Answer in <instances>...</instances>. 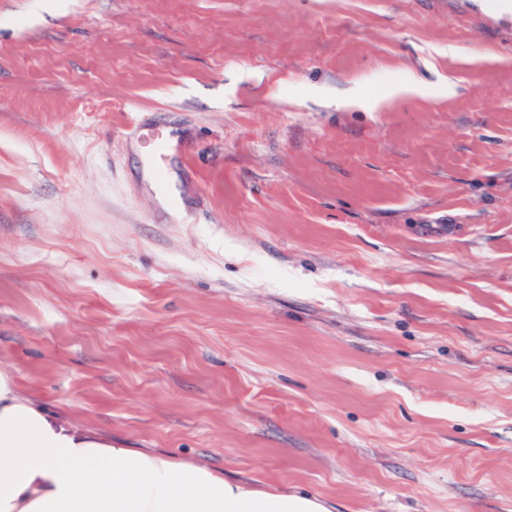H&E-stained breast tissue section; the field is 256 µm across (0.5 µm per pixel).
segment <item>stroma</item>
<instances>
[{"mask_svg":"<svg viewBox=\"0 0 512 512\" xmlns=\"http://www.w3.org/2000/svg\"><path fill=\"white\" fill-rule=\"evenodd\" d=\"M0 366L335 512H512V6L0 0Z\"/></svg>","mask_w":512,"mask_h":512,"instance_id":"obj_1","label":"stroma"}]
</instances>
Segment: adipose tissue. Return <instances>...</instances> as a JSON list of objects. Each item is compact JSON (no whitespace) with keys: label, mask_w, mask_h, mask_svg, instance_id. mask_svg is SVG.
<instances>
[{"label":"adipose tissue","mask_w":512,"mask_h":512,"mask_svg":"<svg viewBox=\"0 0 512 512\" xmlns=\"http://www.w3.org/2000/svg\"><path fill=\"white\" fill-rule=\"evenodd\" d=\"M0 512H333L147 448H120L45 413L0 369Z\"/></svg>","instance_id":"ef3b65f1"}]
</instances>
